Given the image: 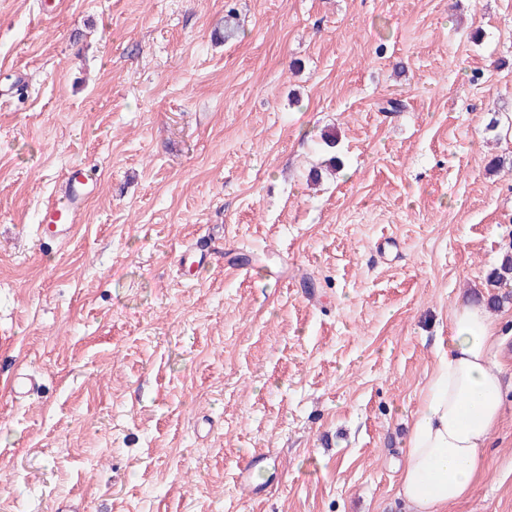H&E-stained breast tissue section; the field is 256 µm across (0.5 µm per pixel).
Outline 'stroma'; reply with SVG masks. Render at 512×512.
<instances>
[{"mask_svg": "<svg viewBox=\"0 0 512 512\" xmlns=\"http://www.w3.org/2000/svg\"><path fill=\"white\" fill-rule=\"evenodd\" d=\"M507 252L512 0H0V512H409ZM484 464L447 512H512V396ZM83 182L84 178L82 172H74L66 203L60 207H52L43 214L42 223L47 224L49 229L53 226V233L59 237L66 236L72 228V224L70 223L74 221V215L71 210L79 205L83 200L84 195L77 189V185L83 184Z\"/></svg>", "mask_w": 512, "mask_h": 512, "instance_id": "35a3bbf8", "label": "stroma"}]
</instances>
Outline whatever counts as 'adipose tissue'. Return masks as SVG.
<instances>
[{"label": "adipose tissue", "mask_w": 512, "mask_h": 512, "mask_svg": "<svg viewBox=\"0 0 512 512\" xmlns=\"http://www.w3.org/2000/svg\"><path fill=\"white\" fill-rule=\"evenodd\" d=\"M499 325L484 303L452 310L448 352L415 412L397 494L414 512H444L483 472L512 380L497 364Z\"/></svg>", "instance_id": "1"}]
</instances>
